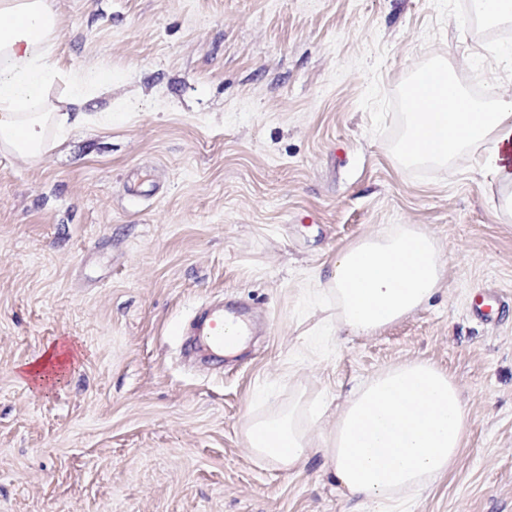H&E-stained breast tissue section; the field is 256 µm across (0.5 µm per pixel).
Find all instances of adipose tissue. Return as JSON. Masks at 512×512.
I'll return each mask as SVG.
<instances>
[{"label":"adipose tissue","instance_id":"adipose-tissue-1","mask_svg":"<svg viewBox=\"0 0 512 512\" xmlns=\"http://www.w3.org/2000/svg\"><path fill=\"white\" fill-rule=\"evenodd\" d=\"M58 31L55 0H0V57L9 62L0 68V149L31 162L47 150L45 126L61 135L71 126L70 113L50 105L53 87L67 83L76 103L88 87L112 80L108 69L79 75L59 68L52 55ZM409 124L422 134L421 154L445 159L488 141L512 142V103L488 112L463 95L456 112H413ZM441 272L433 242L402 229L339 251L326 287L344 324L370 334L419 308ZM467 427L466 406L448 374L412 362L371 378L322 441L301 430L291 411L249 421L245 436L254 457L285 471L322 453L346 492L381 503L447 470Z\"/></svg>","mask_w":512,"mask_h":512}]
</instances>
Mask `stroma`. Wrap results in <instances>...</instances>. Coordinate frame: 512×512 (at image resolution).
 I'll use <instances>...</instances> for the list:
<instances>
[{"label":"stroma","mask_w":512,"mask_h":512,"mask_svg":"<svg viewBox=\"0 0 512 512\" xmlns=\"http://www.w3.org/2000/svg\"><path fill=\"white\" fill-rule=\"evenodd\" d=\"M58 66L108 69L30 163L0 153V512H376L322 454L285 472L248 420L300 406L327 436L358 386L422 361L468 410L444 474L389 512H512V323L467 307L512 295V213L480 152L397 161L395 93L428 59L512 100L506 41L460 0H56ZM430 238L434 295L358 335L323 295L337 252ZM253 308L216 369L177 330L200 305ZM69 347L65 381L24 374ZM472 317L484 323H501L512 320V303L497 288H483L474 296L471 308Z\"/></svg>","instance_id":"1"}]
</instances>
